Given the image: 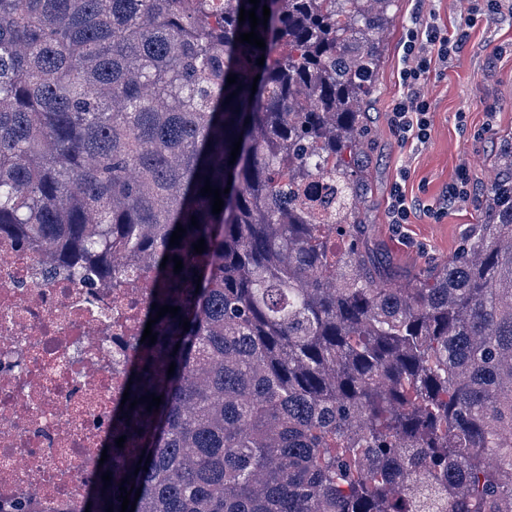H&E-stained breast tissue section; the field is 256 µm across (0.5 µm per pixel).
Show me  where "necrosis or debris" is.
Returning a JSON list of instances; mask_svg holds the SVG:
<instances>
[{"label":"necrosis or debris","instance_id":"1","mask_svg":"<svg viewBox=\"0 0 512 512\" xmlns=\"http://www.w3.org/2000/svg\"><path fill=\"white\" fill-rule=\"evenodd\" d=\"M111 309L110 283L68 281L37 247H18L0 230V498L55 512L83 496L90 468L60 458L99 447L88 405L120 397L97 350L127 359L135 352L125 321L107 320Z\"/></svg>","mask_w":512,"mask_h":512}]
</instances>
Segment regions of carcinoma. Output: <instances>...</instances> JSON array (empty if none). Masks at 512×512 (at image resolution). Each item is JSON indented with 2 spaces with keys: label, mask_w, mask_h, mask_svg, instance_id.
<instances>
[{
  "label": "carcinoma",
  "mask_w": 512,
  "mask_h": 512,
  "mask_svg": "<svg viewBox=\"0 0 512 512\" xmlns=\"http://www.w3.org/2000/svg\"><path fill=\"white\" fill-rule=\"evenodd\" d=\"M393 3L260 0L259 49L248 0H0V227L120 310L148 293L62 512H120L122 485L134 512H512V151L448 264L387 288L362 251L351 159ZM154 303L180 311L151 345Z\"/></svg>",
  "instance_id": "cac0c4a2"
}]
</instances>
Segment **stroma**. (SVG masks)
Wrapping results in <instances>:
<instances>
[{
    "mask_svg": "<svg viewBox=\"0 0 512 512\" xmlns=\"http://www.w3.org/2000/svg\"><path fill=\"white\" fill-rule=\"evenodd\" d=\"M392 11L395 22L380 36L378 79L368 101L365 160L354 176L364 187L357 208L366 226L364 250L385 283L407 288L420 272L446 265L470 226L481 223L476 200L495 179L503 146L512 143V14L477 26L445 74L431 76L428 90L434 112L429 138L402 146L390 129L389 111L402 93L398 72L407 24L433 13L453 27L468 10L459 0H395ZM486 99L495 102L494 115L486 114ZM463 163L470 169L473 200L438 220L414 216L406 224L388 223L390 190L399 174L407 176V197L431 203Z\"/></svg>",
    "mask_w": 512,
    "mask_h": 512,
    "instance_id": "35a3bbf8",
    "label": "stroma"
}]
</instances>
